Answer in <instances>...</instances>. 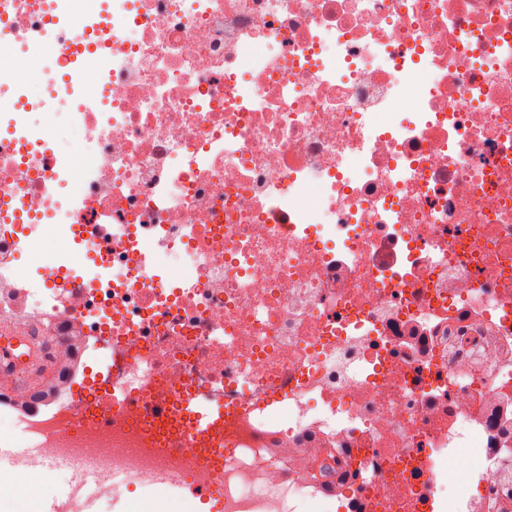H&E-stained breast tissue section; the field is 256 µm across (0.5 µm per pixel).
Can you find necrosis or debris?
I'll return each instance as SVG.
<instances>
[{
	"mask_svg": "<svg viewBox=\"0 0 512 512\" xmlns=\"http://www.w3.org/2000/svg\"><path fill=\"white\" fill-rule=\"evenodd\" d=\"M0 447L128 512H512V0H0ZM231 409L212 473L158 394ZM190 493L171 497L165 477ZM52 77L51 73H43L41 77L34 79L27 86L22 87V89L29 92V96L36 99V102L39 104L38 111L53 112L58 108L57 101L44 91V88ZM21 344L30 347L29 356L15 358L12 349ZM36 351L35 339L33 336H0V371H12L13 373L27 370L34 360Z\"/></svg>",
	"mask_w": 512,
	"mask_h": 512,
	"instance_id": "necrosis-or-debris-1",
	"label": "necrosis or debris"
}]
</instances>
